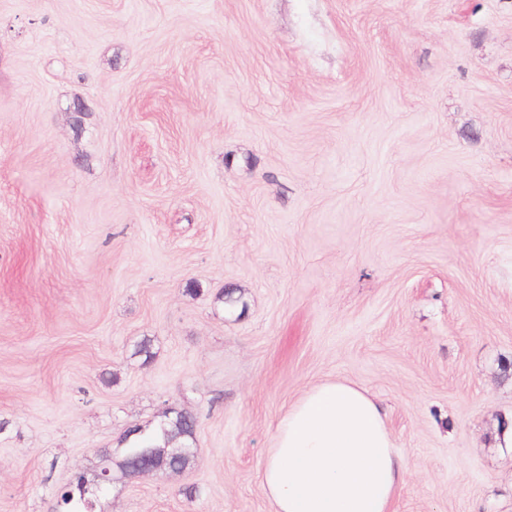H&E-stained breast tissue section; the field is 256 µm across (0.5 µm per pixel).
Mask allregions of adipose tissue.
Returning a JSON list of instances; mask_svg holds the SVG:
<instances>
[{"label":"adipose tissue","mask_w":512,"mask_h":512,"mask_svg":"<svg viewBox=\"0 0 512 512\" xmlns=\"http://www.w3.org/2000/svg\"><path fill=\"white\" fill-rule=\"evenodd\" d=\"M405 475L380 403L327 379L280 416L261 483L273 512H391Z\"/></svg>","instance_id":"obj_1"}]
</instances>
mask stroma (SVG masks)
<instances>
[{"label": "stroma", "mask_w": 512, "mask_h": 512, "mask_svg": "<svg viewBox=\"0 0 512 512\" xmlns=\"http://www.w3.org/2000/svg\"><path fill=\"white\" fill-rule=\"evenodd\" d=\"M509 363L512 0H0V512L169 407L192 464L99 512H273L330 378L385 411L394 512H512Z\"/></svg>", "instance_id": "stroma-1"}]
</instances>
